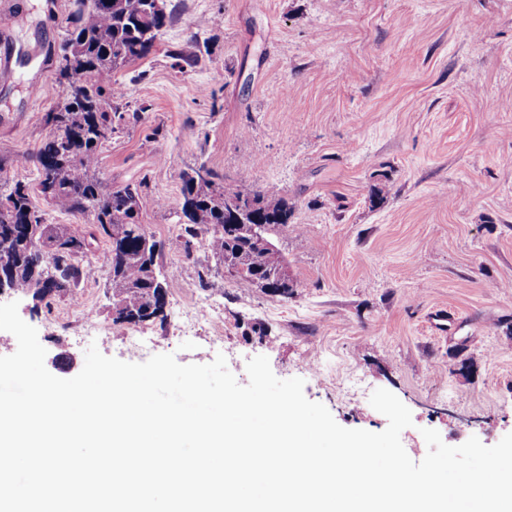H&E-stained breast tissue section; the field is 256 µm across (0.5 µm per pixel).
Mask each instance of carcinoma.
Segmentation results:
<instances>
[{"mask_svg":"<svg viewBox=\"0 0 512 512\" xmlns=\"http://www.w3.org/2000/svg\"><path fill=\"white\" fill-rule=\"evenodd\" d=\"M178 10L175 3L158 15L149 0H72L58 65L67 81L63 101L46 113L51 132L41 148L16 160V167L34 165L40 192L49 203L58 211L91 219L94 231L47 224L35 211L28 183L14 179L0 184V272L13 292L32 296L35 312L61 293L76 297L85 243L97 234L110 242L120 237L110 251L108 293L117 308L113 323L146 321L153 316L157 290L169 288L156 271L162 245L137 222L138 188L108 190L97 170L100 151L115 132V119H124L117 104L124 92L115 74L153 53ZM192 46L189 53L173 54L179 68L198 64L200 45L194 41ZM204 168L190 167L181 174L184 249L203 233L217 267L230 261L246 270V281L253 276L275 280L285 267L282 253L250 245L246 227L227 220L226 201H235L243 211L262 206L259 222L266 225L268 238L289 223L293 205L283 197L269 199L242 181L222 182L210 169L209 181L195 180Z\"/></svg>","mask_w":512,"mask_h":512,"instance_id":"1","label":"carcinoma"}]
</instances>
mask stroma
<instances>
[{
	"mask_svg": "<svg viewBox=\"0 0 512 512\" xmlns=\"http://www.w3.org/2000/svg\"><path fill=\"white\" fill-rule=\"evenodd\" d=\"M69 9L0 0L2 178L36 182L13 161L37 153L64 95L55 53ZM193 39L208 51L178 69L172 53ZM118 78L121 111L141 119L104 145L100 173L113 189L141 186L138 222L162 245L166 318L113 323L110 244L98 238L76 297L36 313L17 298L50 373L71 378L84 365L85 347L56 325L78 299L103 327L105 356L207 364L221 354L244 385L247 361L264 355L346 428L388 425L347 393L350 376L387 389L411 411L401 442L416 462L425 428L450 446L512 433V0H183L155 51ZM201 164L293 204L272 240L294 295L224 276L204 237L183 250L180 176ZM204 296L221 320L200 348L174 324ZM130 334L149 347L126 346ZM311 360L320 375L305 371Z\"/></svg>",
	"mask_w": 512,
	"mask_h": 512,
	"instance_id": "35a3bbf8",
	"label": "stroma"
}]
</instances>
